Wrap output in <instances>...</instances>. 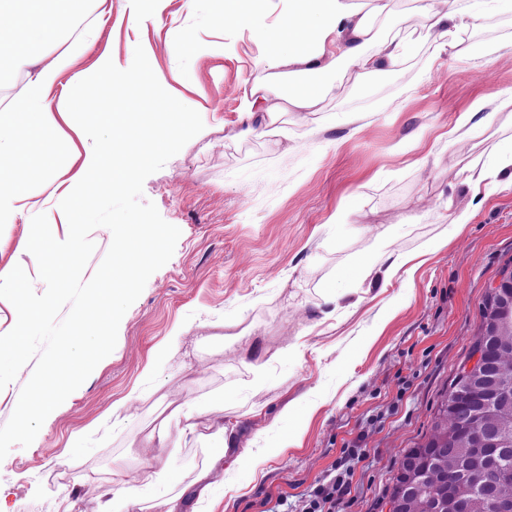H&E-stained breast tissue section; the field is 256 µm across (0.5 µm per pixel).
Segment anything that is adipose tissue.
Masks as SVG:
<instances>
[{"label": "adipose tissue", "instance_id": "1", "mask_svg": "<svg viewBox=\"0 0 512 512\" xmlns=\"http://www.w3.org/2000/svg\"><path fill=\"white\" fill-rule=\"evenodd\" d=\"M299 9L286 27L269 30L260 17L249 8H242L239 20L247 22L254 36L276 51L284 61L303 74L300 82L288 86V103L300 112L315 111L320 101L330 94L334 75L343 68L368 74L385 69L411 50L407 39L380 34L376 17L388 14L390 0H366L364 6H353L351 0H297ZM504 0H416L418 13L431 27L437 28L446 45L462 58H472L474 46L458 41L459 31L474 25L489 6ZM100 15L112 12V0H0V51L11 56L15 69L25 76L21 97L6 111L0 112V127L22 122L37 134L43 144L54 146L61 140L58 119H65L79 132L91 130L107 122L118 135L125 154L121 173L109 170L105 150L72 152L69 165L74 172L61 193L71 200L83 195L88 187L98 194L118 192L125 180L135 172V166L146 158L144 133L146 124L162 129L169 142L180 141L194 133L192 116L184 104L163 91H155V110L149 122H142L139 113L129 111L130 103L141 101L152 78L145 70L143 49L128 46L129 65L114 63L111 54H104L96 66L85 75L77 91L66 98H53L60 70L44 63L46 47L71 33L74 24L84 18L88 9ZM118 100L119 112L98 109L100 96ZM512 108V93L501 98L495 108L485 101H476L470 111L460 113L448 131L449 144L474 138L489 127L496 113ZM20 156L14 141L0 137V224L13 223L25 199L21 175L17 168ZM512 171V149L497 152L492 164L482 165L469 178L473 193L472 204L453 209L450 222L456 228L471 223L484 204L501 185L502 174Z\"/></svg>", "mask_w": 512, "mask_h": 512}]
</instances>
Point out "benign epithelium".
Masks as SVG:
<instances>
[{
  "label": "benign epithelium",
  "mask_w": 512,
  "mask_h": 512,
  "mask_svg": "<svg viewBox=\"0 0 512 512\" xmlns=\"http://www.w3.org/2000/svg\"><path fill=\"white\" fill-rule=\"evenodd\" d=\"M512 324V305L503 304L496 317L484 324L483 335L495 336L498 331ZM448 411L454 419L455 430L459 436L477 437L478 441L489 449L511 448L512 431L489 428L486 424L487 413L479 412L471 404L457 401L448 402ZM431 451L407 453L401 461L393 485V500L390 512H408L410 500L417 498L420 482L429 479L434 460H443L454 456L457 449L450 446L448 436L441 434L431 444ZM512 487V466L496 468L484 476L480 488L481 497L487 503L490 512H512V499L503 495V491ZM438 502H445L455 512H467L468 498L461 490L457 478L442 474L433 484L428 496L417 498L414 512H433Z\"/></svg>",
  "instance_id": "obj_1"
}]
</instances>
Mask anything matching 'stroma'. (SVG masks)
Masks as SVG:
<instances>
[{"instance_id": "stroma-1", "label": "stroma", "mask_w": 512, "mask_h": 512, "mask_svg": "<svg viewBox=\"0 0 512 512\" xmlns=\"http://www.w3.org/2000/svg\"><path fill=\"white\" fill-rule=\"evenodd\" d=\"M238 10L239 0H167L160 18L135 22L130 0H112V18L93 40L71 36L48 48L52 59L77 53L61 73L62 94L102 53L124 66L128 44H139L158 84L181 92L205 133L145 180L144 200L181 231L174 254L123 316L114 351L29 447L0 461L6 512H98L116 472H136L157 455L170 473L145 491L147 512L171 495L179 512H264L266 498L278 496L288 512H304L337 469L350 483L340 512H389L401 460L425 441L468 361L487 287L512 265V190L459 232L442 204L450 196L470 203L467 164L512 136V112L453 147L442 135L474 99L512 92V53L493 51L512 41V7L461 32L489 51L461 59L414 0H392L376 27L412 40L413 52L392 69L344 72L317 112L285 108L278 124L287 136L269 138L242 136L244 99L263 71L277 98L289 67L236 20ZM200 43L211 53L198 54ZM42 156L40 143L24 145L25 206L0 226V260L21 265L39 294L37 263L18 245L53 191ZM339 210L348 214L341 225ZM388 227L398 253H423L441 234L448 246L424 254L412 277L358 285L368 297L358 308L327 312L325 288L343 267L372 258ZM244 329L249 341L233 342ZM258 358L259 385L249 369ZM215 400L252 458L232 466L218 443L194 433L174 448L147 443L162 410ZM356 443L358 459L347 454ZM206 468L203 493L196 477Z\"/></svg>"}]
</instances>
